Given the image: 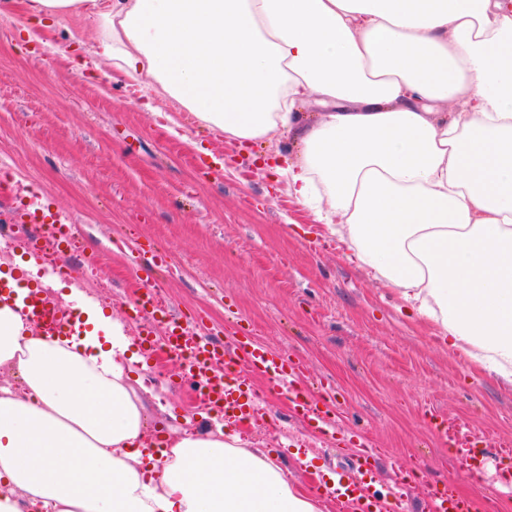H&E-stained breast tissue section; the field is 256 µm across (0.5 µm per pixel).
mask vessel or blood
Wrapping results in <instances>:
<instances>
[{
	"instance_id": "obj_1",
	"label": "vessel or blood",
	"mask_w": 512,
	"mask_h": 512,
	"mask_svg": "<svg viewBox=\"0 0 512 512\" xmlns=\"http://www.w3.org/2000/svg\"><path fill=\"white\" fill-rule=\"evenodd\" d=\"M20 218L29 224L33 237L32 248H39L45 233L68 235V218L39 202L23 205ZM23 310L33 325L54 333H72L84 329L82 319L70 315L43 289H29L23 299ZM147 354L166 348L171 354L190 350L189 361L181 366L183 378L199 382L210 405L223 409L225 417L240 422L250 421L256 413L254 401L243 397V372L264 375L271 387L285 391L293 405L294 415L314 430H322L326 419L318 401L308 389L307 377L300 364L285 352H277L257 343L249 336H231L219 341L210 336H194L192 327L173 319L167 325L164 338L152 334L142 336ZM438 433L451 451L456 468L468 475H483L488 461L499 462L497 482L500 489L512 493V468L507 460L512 457V445L503 443L494 454L478 448L470 438L466 424L456 423L440 427ZM358 468L356 475L339 479L332 495L339 512H385L388 503L399 501L406 478L400 464H392L395 485L387 495H380L379 457L374 449L357 443ZM428 512H476L473 499L453 497L441 489L432 490L427 504Z\"/></svg>"
}]
</instances>
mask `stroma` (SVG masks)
I'll use <instances>...</instances> for the list:
<instances>
[{"label":"stroma","instance_id":"1","mask_svg":"<svg viewBox=\"0 0 512 512\" xmlns=\"http://www.w3.org/2000/svg\"><path fill=\"white\" fill-rule=\"evenodd\" d=\"M21 21L0 14V168L12 173L17 202L36 193L70 215L76 243L54 255L74 263L90 295L134 336L131 303L147 281L165 310L299 362L331 430L310 434L287 398L253 374L259 418L241 434L305 490L316 475L352 468L355 432L413 475L401 512H426L434 485L512 512V497H492L493 473L456 472L433 428L460 419L488 447L512 441V385L474 372L433 325L410 320L396 293L272 180L262 157L277 148L295 155L293 138L277 131L242 148L111 60L99 61L107 80L79 75L73 38L89 57L102 38L92 10L65 16L45 47L22 43ZM155 251L166 263L144 267ZM145 379L150 426L202 424L195 387L179 381L174 362Z\"/></svg>","mask_w":512,"mask_h":512}]
</instances>
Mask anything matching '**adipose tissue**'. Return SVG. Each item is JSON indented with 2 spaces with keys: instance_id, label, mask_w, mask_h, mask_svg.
Instances as JSON below:
<instances>
[{
  "instance_id": "1",
  "label": "adipose tissue",
  "mask_w": 512,
  "mask_h": 512,
  "mask_svg": "<svg viewBox=\"0 0 512 512\" xmlns=\"http://www.w3.org/2000/svg\"><path fill=\"white\" fill-rule=\"evenodd\" d=\"M91 0L17 5L28 40ZM97 55L153 79L275 166L356 261L478 369L512 383V0H112ZM316 96L323 111L296 107ZM465 102V110L448 104ZM86 328L0 300V512H319L232 427L157 448L123 324L73 284Z\"/></svg>"
}]
</instances>
